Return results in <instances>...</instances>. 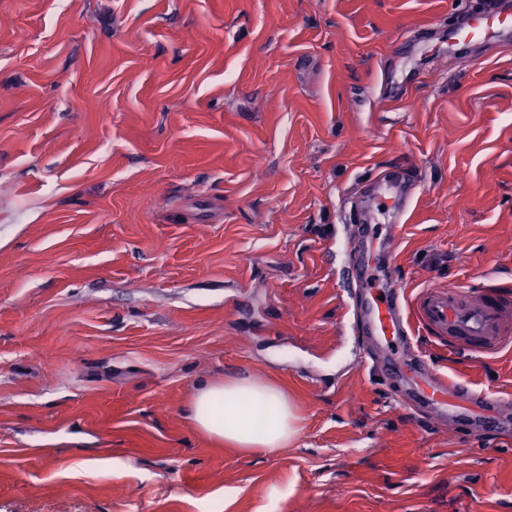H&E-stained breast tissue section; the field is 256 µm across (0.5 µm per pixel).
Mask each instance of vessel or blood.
Wrapping results in <instances>:
<instances>
[{
	"instance_id": "vessel-or-blood-1",
	"label": "vessel or blood",
	"mask_w": 512,
	"mask_h": 512,
	"mask_svg": "<svg viewBox=\"0 0 512 512\" xmlns=\"http://www.w3.org/2000/svg\"><path fill=\"white\" fill-rule=\"evenodd\" d=\"M512 31V14L501 0H484L482 12L465 15L448 38L449 49L477 41L492 44ZM415 184L394 170L370 183L366 195L382 206L387 224H377L372 208L362 209L356 256L346 268L347 294L357 312L356 330L365 346L363 363L378 367L396 384L412 410L429 409L450 427L477 426L487 433L511 430L498 411L497 400L473 384L437 372L414 347V329L452 349L492 355L512 346V301L490 286L470 293L460 288H425L407 301L393 276L385 272L386 245L395 240Z\"/></svg>"
}]
</instances>
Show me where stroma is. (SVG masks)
Wrapping results in <instances>:
<instances>
[{"instance_id":"1","label":"stroma","mask_w":512,"mask_h":512,"mask_svg":"<svg viewBox=\"0 0 512 512\" xmlns=\"http://www.w3.org/2000/svg\"><path fill=\"white\" fill-rule=\"evenodd\" d=\"M480 2L0 0V512H512V435L400 406L341 278L400 168L398 287L512 297V43L448 53ZM417 343L512 400V350ZM235 377L287 448L195 429ZM189 419L211 438L269 454L285 448L297 434V417L284 393L247 379L201 385Z\"/></svg>"}]
</instances>
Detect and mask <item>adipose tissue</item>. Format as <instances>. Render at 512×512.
<instances>
[{"label": "adipose tissue", "instance_id": "ef3b65f1", "mask_svg": "<svg viewBox=\"0 0 512 512\" xmlns=\"http://www.w3.org/2000/svg\"><path fill=\"white\" fill-rule=\"evenodd\" d=\"M189 418L211 438L269 454L286 447L297 434V417L284 393L246 379L201 385Z\"/></svg>", "mask_w": 512, "mask_h": 512}]
</instances>
